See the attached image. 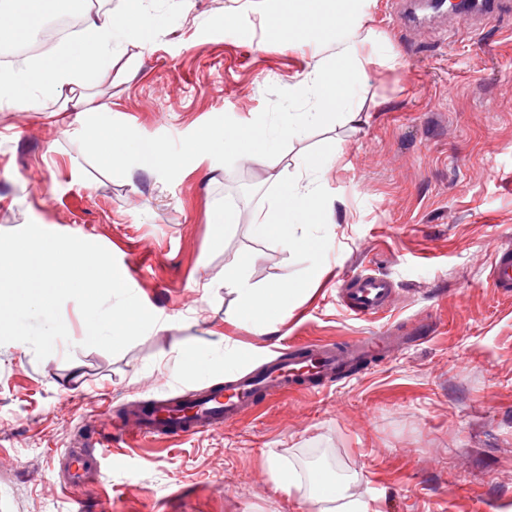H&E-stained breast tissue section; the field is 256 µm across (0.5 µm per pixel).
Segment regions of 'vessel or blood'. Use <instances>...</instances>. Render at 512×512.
<instances>
[{
	"instance_id": "1",
	"label": "vessel or blood",
	"mask_w": 512,
	"mask_h": 512,
	"mask_svg": "<svg viewBox=\"0 0 512 512\" xmlns=\"http://www.w3.org/2000/svg\"><path fill=\"white\" fill-rule=\"evenodd\" d=\"M512 15V0H472L459 23L479 28ZM494 288L512 294V250H499L491 266ZM394 284L387 277L360 271L351 276L343 293L347 309L360 318L386 313ZM401 348L386 333L356 336L339 343L304 341L279 352L270 361L243 374L186 393H170L137 401L124 416L101 418L99 430H113L125 440L183 437L242 421L260 398L293 393L319 395L358 373L368 361H384ZM108 454L102 448H72L60 461L66 487L81 489L97 483Z\"/></svg>"
}]
</instances>
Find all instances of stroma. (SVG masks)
I'll list each match as a JSON object with an SVG mask.
<instances>
[{
  "instance_id": "1",
  "label": "stroma",
  "mask_w": 512,
  "mask_h": 512,
  "mask_svg": "<svg viewBox=\"0 0 512 512\" xmlns=\"http://www.w3.org/2000/svg\"><path fill=\"white\" fill-rule=\"evenodd\" d=\"M349 8L364 61L356 125L331 116L289 138V113L312 105L296 85L336 60L333 44L292 38L282 0H112L114 15L134 10L142 24L119 32L111 66L84 76L109 111L70 127L50 93L36 112L0 107V232L32 221L102 245L161 317L112 355L84 346L69 301V339L52 355L0 345V512H319L316 451L354 476L371 512H512V295L489 277L495 252L512 247V18L409 32L390 0ZM255 124L272 135L264 157L190 151L205 132ZM110 125L155 141L175 166L147 171L133 154L105 166L85 141ZM311 154L337 157L320 178L322 223L304 229L323 242L313 255L250 228ZM363 266L396 284L372 320L340 301ZM236 269L257 288L286 275L308 289L281 322L249 324L224 286ZM426 325L431 339L324 394L176 442L111 441L121 464L97 493L76 500L61 482V453L81 447L104 410L224 382L291 341ZM181 345L196 372L181 371ZM289 469L303 480L288 492Z\"/></svg>"
}]
</instances>
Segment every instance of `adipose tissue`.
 Segmentation results:
<instances>
[{"label":"adipose tissue","mask_w":512,"mask_h":512,"mask_svg":"<svg viewBox=\"0 0 512 512\" xmlns=\"http://www.w3.org/2000/svg\"><path fill=\"white\" fill-rule=\"evenodd\" d=\"M348 2L311 0V12L303 14L291 9L284 16L294 36L301 41L319 36L320 15L336 18V66L327 72L315 71L313 78L321 107L312 112L289 113V137L302 136L308 128L323 120L328 109L335 111L337 118L345 123L360 120L351 95L362 68V59L355 38L358 22L348 11ZM69 7L70 0H21L20 5L0 11V38L25 41L30 38L38 18L66 12ZM118 24L112 13H95L86 17L80 38L69 47L49 50L33 67L1 71L0 105H8L18 112L38 111L37 90L62 94L74 84L79 73L110 64ZM85 147L113 169L124 166L131 150L150 167L165 166L170 162L159 144L131 140L126 132L117 129L89 136ZM316 197L317 189L310 184L276 196L268 209L255 217L252 224L254 235L259 238L275 236L283 241L289 239L305 252L318 251L321 246L319 238L296 234L298 228L320 222ZM224 285L239 296L240 319L251 323H265L273 317L287 315L293 301L302 293L298 284L285 279L258 289L235 272L225 276ZM315 487L321 512H369L368 504L349 494L346 480L333 471H319Z\"/></svg>","instance_id":"1"}]
</instances>
